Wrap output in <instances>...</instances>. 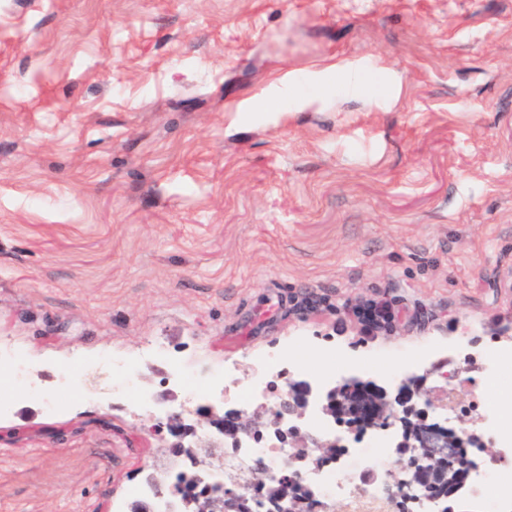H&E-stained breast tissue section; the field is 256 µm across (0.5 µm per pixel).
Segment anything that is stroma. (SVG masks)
Segmentation results:
<instances>
[{
	"label": "stroma",
	"instance_id": "stroma-1",
	"mask_svg": "<svg viewBox=\"0 0 512 512\" xmlns=\"http://www.w3.org/2000/svg\"><path fill=\"white\" fill-rule=\"evenodd\" d=\"M328 57L381 97L398 71L395 105L242 112ZM506 326L512 0H0V512H125L186 465L152 426L207 399L163 400L154 346L203 380L288 348L428 390L454 348L461 431L512 391L481 379ZM98 358L130 376L46 404Z\"/></svg>",
	"mask_w": 512,
	"mask_h": 512
}]
</instances>
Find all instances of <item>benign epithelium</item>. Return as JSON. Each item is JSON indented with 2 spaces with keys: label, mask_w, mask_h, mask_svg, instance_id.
I'll list each match as a JSON object with an SVG mask.
<instances>
[{
  "label": "benign epithelium",
  "mask_w": 512,
  "mask_h": 512,
  "mask_svg": "<svg viewBox=\"0 0 512 512\" xmlns=\"http://www.w3.org/2000/svg\"><path fill=\"white\" fill-rule=\"evenodd\" d=\"M422 378L411 377L391 394L387 389L378 387L371 381L364 382L352 378L347 387L315 388L306 381L288 383V393L282 396L279 410L272 412L262 408L250 423H243V415L235 411L229 420L214 413L213 406L203 405L197 409V415L207 420L209 427L221 436H226L235 445L260 437L263 431L273 429L280 440L298 446L300 454L306 458L319 456L327 448L337 447V442L317 438L301 430L298 426L282 427L286 417L292 415L302 417L310 406L312 398H317L321 413L333 420L345 422L352 426L370 427L386 424L393 419L402 424L404 448H430L432 453L423 459H414L408 466L405 481L412 485H425L435 495L451 497L463 490L467 484L470 466L466 459L455 462L448 461L449 448H462L473 442L476 436L469 432L456 434L440 430L427 422V414L419 408L428 404L423 399ZM167 429L176 438L174 447L182 452L193 465H198V448L205 446L214 448L216 444L209 442L200 444V424L186 421L183 412H173L165 420L156 423L153 430L158 432ZM205 479L203 472L194 470L183 486L176 491L181 496L182 504L199 505L196 512H224L235 507L236 495L228 496L196 494L194 489Z\"/></svg>",
  "instance_id": "1"
}]
</instances>
